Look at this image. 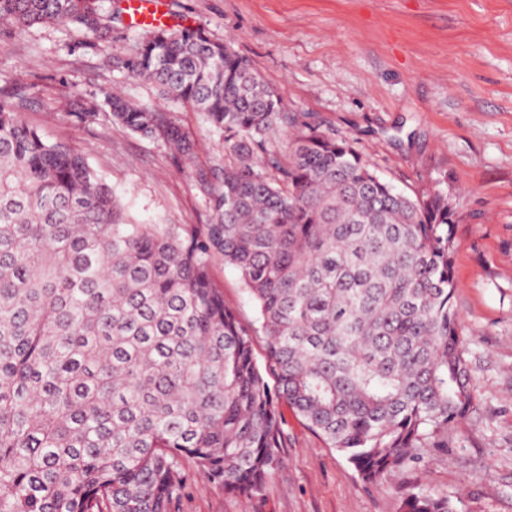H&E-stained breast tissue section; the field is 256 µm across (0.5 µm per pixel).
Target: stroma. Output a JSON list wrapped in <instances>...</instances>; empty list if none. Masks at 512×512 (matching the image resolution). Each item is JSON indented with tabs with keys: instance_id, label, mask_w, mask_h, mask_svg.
<instances>
[{
	"instance_id": "stroma-1",
	"label": "stroma",
	"mask_w": 512,
	"mask_h": 512,
	"mask_svg": "<svg viewBox=\"0 0 512 512\" xmlns=\"http://www.w3.org/2000/svg\"><path fill=\"white\" fill-rule=\"evenodd\" d=\"M165 22L231 41L278 88L285 112L353 140L396 188L456 196L454 304L482 403L464 444L427 449L416 468L374 485L285 413L284 446L259 492L225 493L184 458L171 512H400L403 489L417 484L462 496L463 512H512V0H166ZM77 37L0 24V88H14L45 141L85 153L139 223H208L166 147L105 122L77 124L61 89L179 113L199 160L214 167L224 164L219 135L155 87L74 49ZM212 275L226 303L254 318L222 257Z\"/></svg>"
}]
</instances>
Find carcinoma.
Instances as JSON below:
<instances>
[{"label":"carcinoma","instance_id":"cac0c4a2","mask_svg":"<svg viewBox=\"0 0 512 512\" xmlns=\"http://www.w3.org/2000/svg\"><path fill=\"white\" fill-rule=\"evenodd\" d=\"M102 0H0V23L65 27L199 114L224 169L173 112L120 94L100 117L162 142L211 214L140 224L78 150L0 91V512H170L179 462L251 497L283 447L282 408L369 484L479 414L453 304L457 199L383 180L347 138L298 127L280 93L203 26L153 25L112 57ZM220 255L257 309L210 272ZM266 340L263 359L255 338ZM403 512H459L413 486ZM212 275L215 282L224 287V300L239 311L245 318L253 319L255 309L248 295L240 288L238 273L231 267L224 266V259L215 256L212 262Z\"/></svg>","mask_w":512,"mask_h":512}]
</instances>
